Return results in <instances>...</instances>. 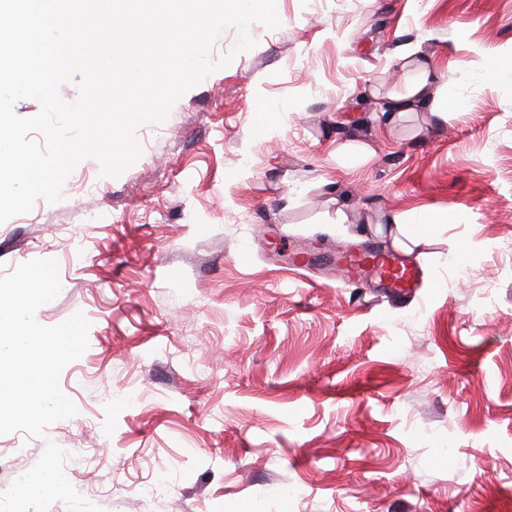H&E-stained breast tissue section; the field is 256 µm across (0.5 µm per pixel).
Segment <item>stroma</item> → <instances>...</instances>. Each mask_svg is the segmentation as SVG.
<instances>
[{
  "instance_id": "35a3bbf8",
  "label": "stroma",
  "mask_w": 512,
  "mask_h": 512,
  "mask_svg": "<svg viewBox=\"0 0 512 512\" xmlns=\"http://www.w3.org/2000/svg\"><path fill=\"white\" fill-rule=\"evenodd\" d=\"M280 27L0 224V276L53 259L88 348L74 416L0 436V491L46 440L103 512H512V0H276ZM421 45L446 111L387 119ZM275 126L256 135L258 112ZM447 215L416 238L414 216ZM367 241L405 297L289 269Z\"/></svg>"
}]
</instances>
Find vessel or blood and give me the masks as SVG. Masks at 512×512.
Instances as JSON below:
<instances>
[{"instance_id":"1","label":"vessel or blood","mask_w":512,"mask_h":512,"mask_svg":"<svg viewBox=\"0 0 512 512\" xmlns=\"http://www.w3.org/2000/svg\"><path fill=\"white\" fill-rule=\"evenodd\" d=\"M336 272L345 279L376 278L387 288L409 292L419 280L418 269L395 255L378 251L370 245L348 250L336 258Z\"/></svg>"}]
</instances>
